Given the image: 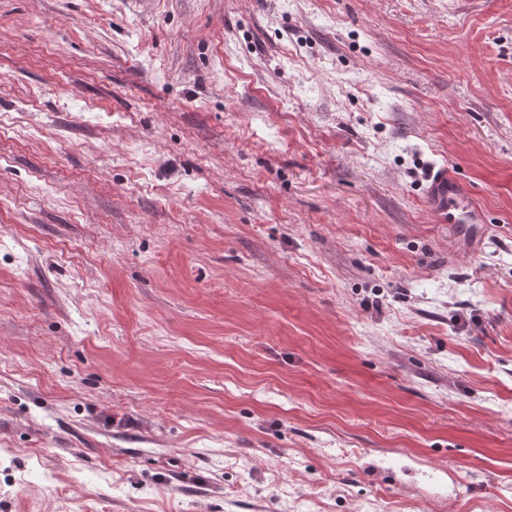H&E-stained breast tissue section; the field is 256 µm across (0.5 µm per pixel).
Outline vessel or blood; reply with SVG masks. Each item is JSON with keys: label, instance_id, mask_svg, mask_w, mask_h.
I'll use <instances>...</instances> for the list:
<instances>
[{"label": "vessel or blood", "instance_id": "vessel-or-blood-1", "mask_svg": "<svg viewBox=\"0 0 512 512\" xmlns=\"http://www.w3.org/2000/svg\"><path fill=\"white\" fill-rule=\"evenodd\" d=\"M429 210L449 223L455 224L466 251H478L485 237L482 225L483 211L463 198L459 183L451 178L447 169L433 172L425 190Z\"/></svg>", "mask_w": 512, "mask_h": 512}]
</instances>
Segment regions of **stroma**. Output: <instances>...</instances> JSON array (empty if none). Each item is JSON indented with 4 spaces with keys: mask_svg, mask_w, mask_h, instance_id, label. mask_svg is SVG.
<instances>
[{
    "mask_svg": "<svg viewBox=\"0 0 512 512\" xmlns=\"http://www.w3.org/2000/svg\"><path fill=\"white\" fill-rule=\"evenodd\" d=\"M0 512H512V0H0ZM424 195L432 213L448 220V224H457L464 249L468 252L478 251L485 231L477 224L486 223L484 212L464 200L459 183L448 175L447 168L432 173Z\"/></svg>",
    "mask_w": 512,
    "mask_h": 512,
    "instance_id": "stroma-1",
    "label": "stroma"
}]
</instances>
